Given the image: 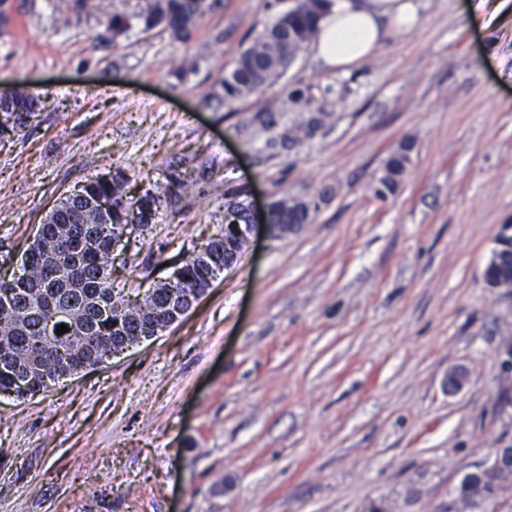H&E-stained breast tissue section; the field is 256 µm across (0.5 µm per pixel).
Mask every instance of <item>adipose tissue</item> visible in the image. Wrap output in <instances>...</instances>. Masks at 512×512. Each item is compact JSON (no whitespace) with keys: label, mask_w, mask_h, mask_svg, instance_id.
<instances>
[{"label":"adipose tissue","mask_w":512,"mask_h":512,"mask_svg":"<svg viewBox=\"0 0 512 512\" xmlns=\"http://www.w3.org/2000/svg\"><path fill=\"white\" fill-rule=\"evenodd\" d=\"M418 0H334L318 22L315 55L330 69L343 70L371 56L386 31L410 30Z\"/></svg>","instance_id":"adipose-tissue-1"}]
</instances>
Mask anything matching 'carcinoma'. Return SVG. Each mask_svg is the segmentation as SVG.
<instances>
[{
	"label": "carcinoma",
	"mask_w": 512,
	"mask_h": 512,
	"mask_svg": "<svg viewBox=\"0 0 512 512\" xmlns=\"http://www.w3.org/2000/svg\"><path fill=\"white\" fill-rule=\"evenodd\" d=\"M218 0H148L146 9L109 20L113 37L135 27L148 31L160 27L174 42H186L203 15ZM332 0H300L296 8L280 11L253 39L210 94L221 105L241 101L281 78L301 49L318 35L319 18ZM41 110L39 96L21 91L0 104V138L12 137L31 125ZM409 162L407 149L387 159L378 178L376 195L394 190ZM194 183L173 167L165 181L146 189L133 200L125 199V175L120 169L107 178H95L80 190L60 198L38 226L22 274L0 281V393L26 400L49 384L96 367L113 351L145 339L170 324L180 291L202 295L209 287L211 269L224 263V252L243 250L234 237L221 233L210 242L205 256L182 262V281L157 285L143 297L136 312L114 298L110 279L112 240L125 224H152L167 203L181 201ZM281 224H307L311 203L297 199L276 200ZM58 312L66 316L54 324ZM65 323L68 332L55 337ZM507 475L475 469L456 483L449 496L464 512H481L483 505L502 497Z\"/></svg>",
	"instance_id": "1"
}]
</instances>
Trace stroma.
<instances>
[{
  "label": "stroma",
  "mask_w": 512,
  "mask_h": 512,
  "mask_svg": "<svg viewBox=\"0 0 512 512\" xmlns=\"http://www.w3.org/2000/svg\"><path fill=\"white\" fill-rule=\"evenodd\" d=\"M420 0L414 28L326 70L305 46L246 100L209 95L281 0H222L191 38L113 37L147 0H8L0 87L40 96L0 143V280L88 179L140 195L195 183L126 225L112 286L167 281L241 196L315 203L311 223L251 239L155 338L27 400L0 396V512H435L512 434L496 353L512 315L483 272L512 224V23ZM409 146L395 192L375 194ZM466 382L449 391L450 371Z\"/></svg>",
  "instance_id": "stroma-1"
}]
</instances>
